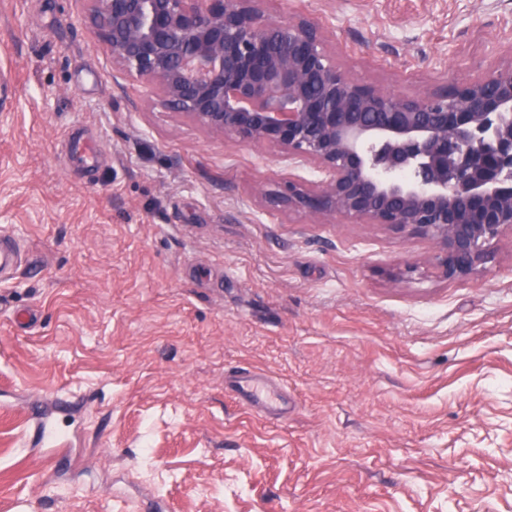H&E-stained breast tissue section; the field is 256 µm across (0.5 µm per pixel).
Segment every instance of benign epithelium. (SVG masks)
<instances>
[{"label":"benign epithelium","mask_w":512,"mask_h":512,"mask_svg":"<svg viewBox=\"0 0 512 512\" xmlns=\"http://www.w3.org/2000/svg\"><path fill=\"white\" fill-rule=\"evenodd\" d=\"M84 2L112 61L166 110L325 174L283 180L286 211L428 239L448 282L512 235V65L407 97L355 79L320 25L272 20L266 0Z\"/></svg>","instance_id":"1"}]
</instances>
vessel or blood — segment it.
<instances>
[{"label":"vessel or blood","instance_id":"1","mask_svg":"<svg viewBox=\"0 0 512 512\" xmlns=\"http://www.w3.org/2000/svg\"><path fill=\"white\" fill-rule=\"evenodd\" d=\"M19 253L18 240L13 235L1 233V278H8L13 273ZM224 388L238 403L261 416L281 419L288 415L289 401L286 390L266 374L237 368L225 377Z\"/></svg>","mask_w":512,"mask_h":512}]
</instances>
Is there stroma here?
<instances>
[{"label": "stroma", "instance_id": "1", "mask_svg": "<svg viewBox=\"0 0 512 512\" xmlns=\"http://www.w3.org/2000/svg\"><path fill=\"white\" fill-rule=\"evenodd\" d=\"M84 9L0 0V232L28 251L0 281V512H512V238L446 282L426 239L282 211L320 173L148 105ZM266 9L409 97L512 64V0ZM231 367L287 419L233 401ZM224 389L238 403L261 416L288 417V393L266 374L245 368L233 369L229 376H224Z\"/></svg>", "mask_w": 512, "mask_h": 512}]
</instances>
